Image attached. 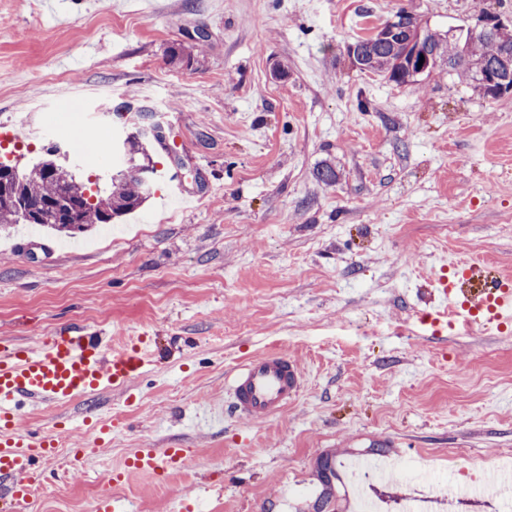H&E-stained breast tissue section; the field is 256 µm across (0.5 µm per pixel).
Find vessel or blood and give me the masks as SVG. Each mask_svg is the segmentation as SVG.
<instances>
[{
	"label": "vessel or blood",
	"mask_w": 512,
	"mask_h": 512,
	"mask_svg": "<svg viewBox=\"0 0 512 512\" xmlns=\"http://www.w3.org/2000/svg\"><path fill=\"white\" fill-rule=\"evenodd\" d=\"M430 286L434 298L421 320L433 334L498 333L512 322V283L482 263H466L454 277H436ZM149 356V337L115 347L96 330L71 326L34 346L1 343L0 497L26 502L56 477L47 462L59 445L57 434L51 428L21 427L22 412L60 407L110 386L124 387L142 373ZM228 385L231 414L264 421L301 392L303 373L288 353L273 351L236 364ZM189 454L186 448L149 449L137 454L130 465L164 478L181 468Z\"/></svg>",
	"instance_id": "vessel-or-blood-1"
}]
</instances>
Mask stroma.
I'll return each mask as SVG.
<instances>
[{
  "mask_svg": "<svg viewBox=\"0 0 512 512\" xmlns=\"http://www.w3.org/2000/svg\"><path fill=\"white\" fill-rule=\"evenodd\" d=\"M403 8L441 36L512 20V0H0V123L42 134L25 163L89 138L96 155L66 161L104 187L145 120L178 142L153 144L151 197L111 227L0 232V339L78 324L156 346L126 390L22 414L59 426V479L31 512L105 495L183 512L188 491L194 512H360L365 494L402 512L411 479L361 487L326 464L386 453L490 487L512 462V349L419 322L456 260L512 277V94L444 65L408 84L356 69L348 46ZM275 350L300 395L262 422L220 416L230 369ZM89 418L112 439L76 464ZM140 448L193 455L109 484Z\"/></svg>",
  "mask_w": 512,
  "mask_h": 512,
  "instance_id": "1",
  "label": "stroma"
}]
</instances>
